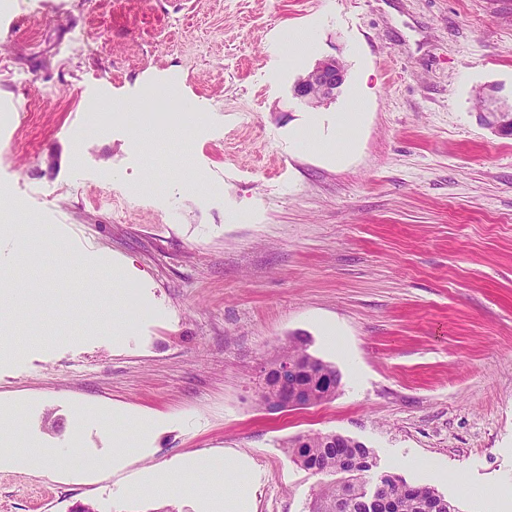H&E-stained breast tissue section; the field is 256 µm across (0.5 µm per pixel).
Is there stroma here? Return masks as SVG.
Instances as JSON below:
<instances>
[{
    "instance_id": "35a3bbf8",
    "label": "stroma",
    "mask_w": 512,
    "mask_h": 512,
    "mask_svg": "<svg viewBox=\"0 0 512 512\" xmlns=\"http://www.w3.org/2000/svg\"><path fill=\"white\" fill-rule=\"evenodd\" d=\"M302 27L308 44L287 49ZM327 57L344 83L307 107L294 84ZM362 80L350 156L305 147L313 124L335 139ZM170 88L177 124L207 116L185 140L142 146L95 107L145 110ZM510 107L512 0H12L0 512H214L225 486L204 474L171 498L152 484L228 454L246 512H308L322 478L288 451L308 433L364 444L369 483L393 474L459 512H485L483 486L512 504V135L492 118ZM297 340L339 385L269 410L260 369ZM41 448L60 455L15 463Z\"/></svg>"
}]
</instances>
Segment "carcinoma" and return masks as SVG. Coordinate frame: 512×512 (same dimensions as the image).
I'll return each mask as SVG.
<instances>
[{
	"instance_id": "cac0c4a2",
	"label": "carcinoma",
	"mask_w": 512,
	"mask_h": 512,
	"mask_svg": "<svg viewBox=\"0 0 512 512\" xmlns=\"http://www.w3.org/2000/svg\"><path fill=\"white\" fill-rule=\"evenodd\" d=\"M275 360L298 361L308 368L300 382L314 385L315 403L333 395L330 386H321V378L339 382L336 370L308 354L303 344L294 343L282 348ZM292 454L295 461L316 474L341 475L336 482L319 489L310 512H360L361 475L375 466L365 445L351 440L346 448H326L323 434L318 433L295 439ZM381 484L384 485L388 512H458L455 507L448 508V500L431 487L411 485L389 474Z\"/></svg>"
}]
</instances>
